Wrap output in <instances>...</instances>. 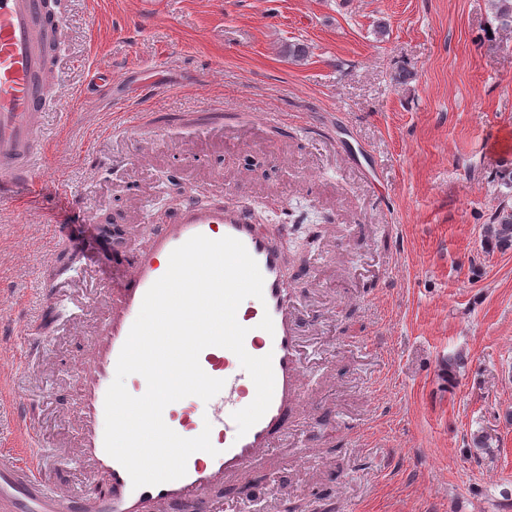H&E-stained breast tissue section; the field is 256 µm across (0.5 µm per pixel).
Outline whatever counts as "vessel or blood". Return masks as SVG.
Returning <instances> with one entry per match:
<instances>
[{
  "mask_svg": "<svg viewBox=\"0 0 512 512\" xmlns=\"http://www.w3.org/2000/svg\"><path fill=\"white\" fill-rule=\"evenodd\" d=\"M63 23L60 0H0V187L37 178L44 142L36 120L56 105L48 89L61 55L51 51L50 44ZM198 234L240 240L259 266L264 300L239 322L248 329L246 351L272 357L273 399L260 421L239 434L232 415L245 407L255 385L233 352L204 349L199 357L202 369L224 382L208 403L210 438L217 453H193L184 477L136 489L104 448L105 395L145 293L166 273L171 252ZM122 263L127 274L111 290L103 331L90 337V354L78 373L79 446L88 479L73 496L47 482L37 434L27 420H20L19 445L29 459L24 462L18 452L0 450V512H253L257 495L249 478L269 470L276 445L304 402V315L290 296L282 245L239 208H187L168 224L145 225L139 243ZM192 413V408L180 410L171 404L163 419L178 435L193 438L200 429Z\"/></svg>",
  "mask_w": 512,
  "mask_h": 512,
  "instance_id": "1",
  "label": "vessel or blood"
}]
</instances>
